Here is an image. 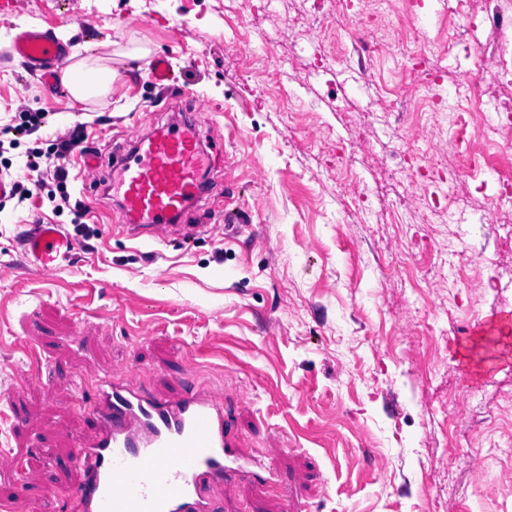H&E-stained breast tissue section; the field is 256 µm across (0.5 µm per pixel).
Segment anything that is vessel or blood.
<instances>
[{"label": "vessel or blood", "mask_w": 512, "mask_h": 512, "mask_svg": "<svg viewBox=\"0 0 512 512\" xmlns=\"http://www.w3.org/2000/svg\"><path fill=\"white\" fill-rule=\"evenodd\" d=\"M12 50L47 69L66 59L45 31L22 32ZM133 147L118 164L120 205L131 235L161 243L193 236L184 219L205 195V152L192 123L136 138ZM23 246L30 264L52 275L69 266L78 243L61 225L35 224ZM98 391L90 414L95 436L77 459L80 512H212L206 488L253 470L232 452L224 389L194 386L162 397L138 385L130 370L118 380L103 378Z\"/></svg>", "instance_id": "vessel-or-blood-1"}]
</instances>
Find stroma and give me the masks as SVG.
Masks as SVG:
<instances>
[{
  "instance_id": "stroma-1",
  "label": "stroma",
  "mask_w": 512,
  "mask_h": 512,
  "mask_svg": "<svg viewBox=\"0 0 512 512\" xmlns=\"http://www.w3.org/2000/svg\"><path fill=\"white\" fill-rule=\"evenodd\" d=\"M485 4L447 14L424 0L412 27L448 101L477 94L490 112L512 96L496 77L512 68V40L485 28ZM387 24L378 0H352L345 19L314 0L269 12L257 0H0V129L50 115L47 132L0 154V169L23 173L28 152L80 124L102 160L91 189L70 165L83 223L56 212L53 184L0 209V443L25 466L0 472V500L77 512L97 380L132 368L159 394L193 382L244 391L228 426L275 479L209 490L223 512H429L433 500L440 512H512V456L491 472L482 463L512 446V338L489 356L471 333L512 313V204L493 200L500 165L468 167L447 154L448 128H413L417 79L402 44H375ZM24 29L111 58V94L74 102L59 77L10 56ZM157 57L170 64L163 86L149 77ZM187 113L211 156L200 230L182 246L129 237L114 156ZM412 155L445 174L418 198ZM228 205L242 223H225ZM33 224L78 239L71 267L46 276L26 262ZM471 266L495 285L466 288Z\"/></svg>"
}]
</instances>
